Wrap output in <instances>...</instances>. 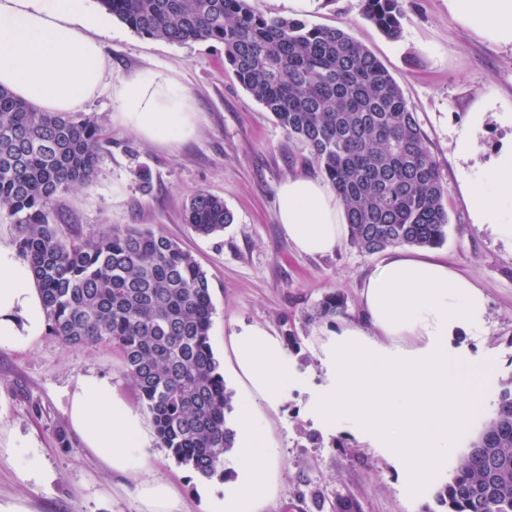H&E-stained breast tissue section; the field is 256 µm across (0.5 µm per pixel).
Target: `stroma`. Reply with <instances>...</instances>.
I'll use <instances>...</instances> for the list:
<instances>
[{
	"instance_id": "obj_1",
	"label": "stroma",
	"mask_w": 512,
	"mask_h": 512,
	"mask_svg": "<svg viewBox=\"0 0 512 512\" xmlns=\"http://www.w3.org/2000/svg\"><path fill=\"white\" fill-rule=\"evenodd\" d=\"M268 17L298 18L312 26L339 27L366 46L400 86L428 137L447 188L448 234L431 253L483 288L488 300L482 332L459 331L451 342L470 356L496 358L497 379L512 376V243L474 223L466 184L503 154H512V45H496L455 20L448 0H401L402 35L388 39L362 16V0H316L296 11L291 0H250ZM105 52L113 75L148 70L170 72L193 96L198 128L187 140L158 145L114 118L111 85L83 108L94 116L106 142L90 185L58 195L61 238L92 236L104 226L134 225L162 231L189 250L210 281L214 314L213 352L232 393L244 405L230 374L229 337L239 323H256L283 337L300 387L289 389L278 410L259 416L268 453L278 467V492L267 512H284L299 494L326 502L355 500L361 512H439L436 494L457 468L419 488L352 429H328L309 411L322 383L318 338L344 321L360 318L364 276L385 260L342 241L334 254H299L276 218L277 190L288 177H319L306 145L288 136L224 63L218 42L169 43L147 39L113 22ZM479 123L471 157L457 150L461 132ZM206 191L223 199L233 214L224 231L201 236L185 222L190 197ZM340 293L344 313L308 320L324 296ZM109 378L118 394L139 406L120 351L105 344L76 348L43 335L23 350L0 347V505L24 512H139L133 478L117 475L72 432L66 408L82 377ZM66 431L69 446L56 434ZM38 465L43 481L25 477ZM153 472L176 484L185 512H200L202 477L155 447Z\"/></svg>"
}]
</instances>
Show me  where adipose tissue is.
<instances>
[{"label": "adipose tissue", "mask_w": 512, "mask_h": 512, "mask_svg": "<svg viewBox=\"0 0 512 512\" xmlns=\"http://www.w3.org/2000/svg\"><path fill=\"white\" fill-rule=\"evenodd\" d=\"M448 12L488 41L512 45V0H448ZM105 24L88 0H0V86L45 112L81 110L111 71L101 42L88 34ZM111 83L117 119L145 139L174 142L193 132V98L169 74L149 71ZM467 195L474 222L512 241L505 220L512 210V160L486 168ZM277 202V221L297 251H336L345 213L327 184L290 177L279 186ZM360 307V320L319 340L324 380L311 397L312 414L327 426L352 422L412 484H421L447 467L488 400L495 360L471 358L448 344L456 328L485 324L487 297L446 263L396 248L365 277ZM46 330L29 265L0 245V347L29 345ZM230 345L248 396L278 409L300 380L288 367L281 338L241 323ZM67 415L85 447L112 471L139 475L142 512H178V489L151 475L153 443L141 414L116 395L109 379L84 377L69 397ZM234 450V477L222 493L201 490V512H265L274 499V469L251 407L239 412Z\"/></svg>", "instance_id": "adipose-tissue-1"}]
</instances>
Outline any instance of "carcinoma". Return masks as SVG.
Returning <instances> with one entry per match:
<instances>
[{
  "mask_svg": "<svg viewBox=\"0 0 512 512\" xmlns=\"http://www.w3.org/2000/svg\"><path fill=\"white\" fill-rule=\"evenodd\" d=\"M98 2L142 37L222 43L245 90L309 147L360 251L445 240L447 189L426 136L396 81L347 31L267 17L249 0ZM362 14L386 37H401L399 0H363ZM102 148L94 118L42 112L0 86V217L16 225L49 335L66 347L118 348L160 445L197 475L222 478L232 393L210 344L206 273L161 232L108 226L90 238L58 235L57 195L92 182ZM187 219L204 236L233 222L224 200L206 191L191 197ZM344 309L331 292L312 317ZM437 501L443 512H512V376L500 381L494 416Z\"/></svg>",
  "mask_w": 512,
  "mask_h": 512,
  "instance_id": "carcinoma-1",
  "label": "carcinoma"
}]
</instances>
